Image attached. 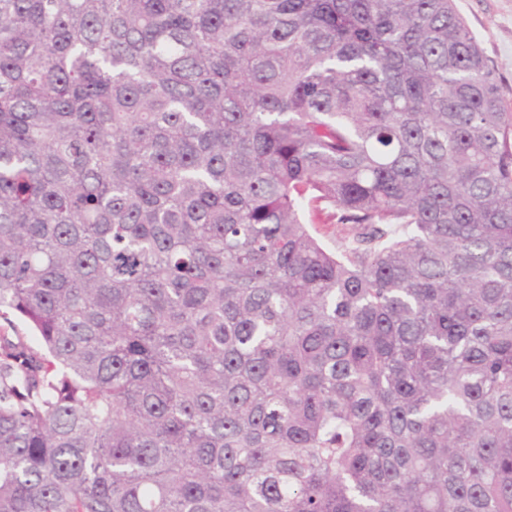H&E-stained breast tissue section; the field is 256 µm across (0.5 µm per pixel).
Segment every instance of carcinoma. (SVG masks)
Here are the masks:
<instances>
[{"instance_id": "cac0c4a2", "label": "carcinoma", "mask_w": 512, "mask_h": 512, "mask_svg": "<svg viewBox=\"0 0 512 512\" xmlns=\"http://www.w3.org/2000/svg\"><path fill=\"white\" fill-rule=\"evenodd\" d=\"M0 319V512H512L455 0H0Z\"/></svg>"}]
</instances>
